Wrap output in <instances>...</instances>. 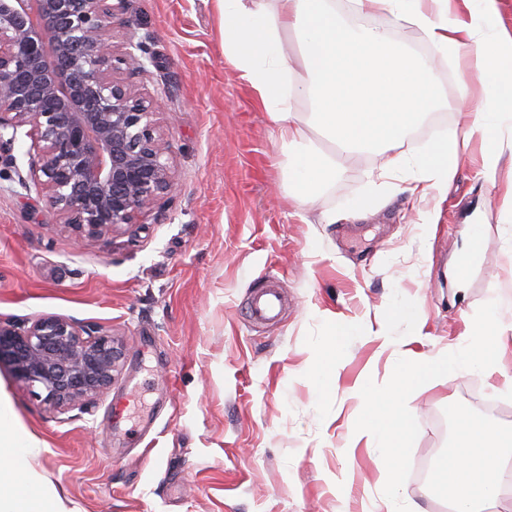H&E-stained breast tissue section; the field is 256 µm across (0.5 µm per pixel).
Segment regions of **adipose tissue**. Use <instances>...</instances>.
<instances>
[{
    "instance_id": "obj_1",
    "label": "adipose tissue",
    "mask_w": 512,
    "mask_h": 512,
    "mask_svg": "<svg viewBox=\"0 0 512 512\" xmlns=\"http://www.w3.org/2000/svg\"><path fill=\"white\" fill-rule=\"evenodd\" d=\"M356 14L382 12L392 23L418 29L441 55L464 61L457 103L468 115L467 135L490 143L481 173L496 181L505 152H512V35L499 21L498 0H463L464 12L450 13L448 0H350ZM224 56L263 105L284 143L297 146L289 170L301 186L317 187L336 174L339 160L380 146H395L437 104L440 87L435 62L413 57L389 30L337 20L330 0H216ZM294 34L300 59L290 61L282 36ZM483 103L472 107L473 86ZM310 99L313 110L296 109ZM332 145L324 154L311 145L313 131ZM458 152L447 141L417 154H396L386 169L425 186L433 178L451 180ZM500 306L486 312L458 341L454 372L482 369L500 374L512 387V373L501 363V344L512 333ZM415 375L398 369L385 388L365 387L361 399L375 416L401 412L403 393ZM457 450L441 476L455 512H512V435L476 426L459 415ZM42 443L19 420L9 397L0 394V512H79L49 481L40 461Z\"/></svg>"
}]
</instances>
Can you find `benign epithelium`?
<instances>
[{
  "instance_id": "7a95c632",
  "label": "benign epithelium",
  "mask_w": 512,
  "mask_h": 512,
  "mask_svg": "<svg viewBox=\"0 0 512 512\" xmlns=\"http://www.w3.org/2000/svg\"><path fill=\"white\" fill-rule=\"evenodd\" d=\"M26 2L0 0V164H16L27 128L34 154L21 184L47 198L79 245L140 223L168 198L176 175L158 133L163 102L134 82L146 47L114 34L125 0H38L43 28ZM124 357L112 333L72 317L0 321V364L58 413L106 393Z\"/></svg>"
}]
</instances>
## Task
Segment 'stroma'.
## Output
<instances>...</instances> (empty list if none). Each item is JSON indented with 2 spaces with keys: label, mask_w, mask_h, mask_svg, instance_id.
Instances as JSON below:
<instances>
[{
  "label": "stroma",
  "mask_w": 512,
  "mask_h": 512,
  "mask_svg": "<svg viewBox=\"0 0 512 512\" xmlns=\"http://www.w3.org/2000/svg\"><path fill=\"white\" fill-rule=\"evenodd\" d=\"M113 28L156 59L138 84L164 103L169 204L78 250L46 198L19 183L30 139L0 167V319L68 316L126 344L112 388L65 415L0 366V392L44 445L45 476L81 512H387L375 451L357 437L369 417L355 388L391 384L402 364L417 379L399 480L422 512H439L457 410L512 432L499 375L434 368L489 301L512 317V252L497 229L512 216V168L486 181L475 136L451 182L379 196L388 152L377 149L295 206L290 150L225 63L213 0H127ZM459 76L438 59L442 99L399 151L462 139ZM361 200L370 207L352 218ZM476 218L486 262L460 281L450 267ZM267 283L287 307L256 326L246 298Z\"/></svg>",
  "instance_id": "obj_1"
}]
</instances>
